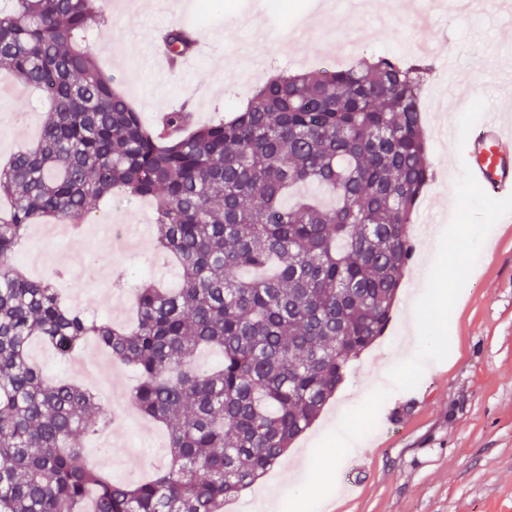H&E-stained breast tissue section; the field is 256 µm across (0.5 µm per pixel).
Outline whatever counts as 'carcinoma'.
Instances as JSON below:
<instances>
[{
	"mask_svg": "<svg viewBox=\"0 0 512 512\" xmlns=\"http://www.w3.org/2000/svg\"><path fill=\"white\" fill-rule=\"evenodd\" d=\"M105 23L103 0L0 9V77L48 101L37 143L0 168V512H221L284 461L391 321L433 180L432 68L377 57L279 74L228 121L190 129L181 105L149 126L76 41ZM195 33L167 30L173 57L192 54ZM119 194L153 200L156 255L181 270L173 290L135 288L130 325L13 266L36 221L77 227ZM35 338L61 359L92 339L134 371L128 403L167 431L152 478L116 482L87 463L77 442L106 410L44 375ZM204 349L218 367L197 365Z\"/></svg>",
	"mask_w": 512,
	"mask_h": 512,
	"instance_id": "carcinoma-1",
	"label": "carcinoma"
}]
</instances>
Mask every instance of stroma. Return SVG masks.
I'll return each mask as SVG.
<instances>
[{"instance_id":"1","label":"stroma","mask_w":512,"mask_h":512,"mask_svg":"<svg viewBox=\"0 0 512 512\" xmlns=\"http://www.w3.org/2000/svg\"><path fill=\"white\" fill-rule=\"evenodd\" d=\"M109 20L85 41L99 66L142 113L146 123L185 102L199 126L242 109L268 73L285 69L319 70L330 44L358 36L353 57L405 56L410 45L428 43L434 65L422 99L427 160L434 180L418 206L425 217L412 231L416 252L404 273L391 323L383 336L350 360L343 383L312 427L291 446L285 462L271 470L259 489H247L224 512H245L257 490L288 496L304 483L315 446L346 412L374 391L389 388L388 373L400 351L417 349L412 304L425 289L426 268L438 231L449 223L461 158L443 135L474 131L487 112L512 120V8L501 0H482L472 14L447 12L424 28H413L408 14L391 17L375 30L370 17L333 11L321 0H211L201 16L199 0H150L136 15L124 0H108ZM189 25L198 29L206 53L191 66L173 72L151 61L156 28ZM289 46H282V36ZM460 52L445 63V49ZM13 94L0 98V162L35 141L43 104L21 79L9 83ZM99 234L82 228L79 239L37 240L29 236L16 263L28 275L44 278L54 263L51 253L71 249L84 259L76 287L62 285L65 302L127 322L131 290L115 287L118 274L143 275L176 287L179 269L154 259V215L149 202L119 196L99 203ZM450 353L428 363L419 385L391 391L377 423L362 439V450L347 454L338 479L357 484L355 493L335 488L327 501L336 512H512V214L501 218L486 237L479 258L451 312ZM31 356L53 378L85 383L83 368L103 364L118 392L133 384L130 370L104 361L88 341L70 359H59L42 343ZM90 463L113 480L129 482L166 460L163 428L129 411L123 423L81 438Z\"/></svg>"}]
</instances>
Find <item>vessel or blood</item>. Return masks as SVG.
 Wrapping results in <instances>:
<instances>
[{
  "mask_svg": "<svg viewBox=\"0 0 512 512\" xmlns=\"http://www.w3.org/2000/svg\"><path fill=\"white\" fill-rule=\"evenodd\" d=\"M463 160L481 187L502 199L512 195V132L498 115H490L481 127L460 144Z\"/></svg>",
  "mask_w": 512,
  "mask_h": 512,
  "instance_id": "vessel-or-blood-1",
  "label": "vessel or blood"
}]
</instances>
